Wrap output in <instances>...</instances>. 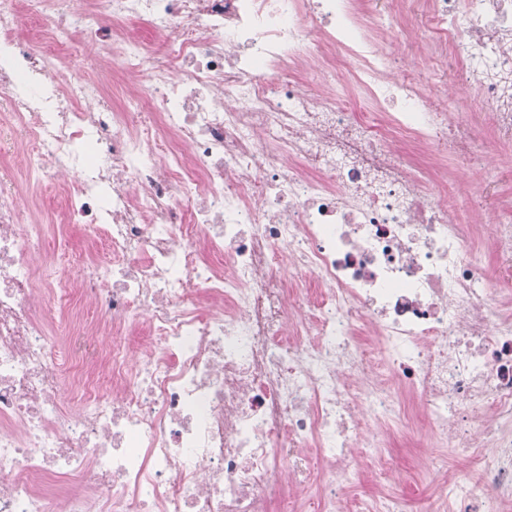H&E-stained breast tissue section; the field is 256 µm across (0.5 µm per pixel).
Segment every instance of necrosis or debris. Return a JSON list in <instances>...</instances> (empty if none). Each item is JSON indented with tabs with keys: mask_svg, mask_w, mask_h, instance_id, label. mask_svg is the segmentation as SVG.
<instances>
[{
	"mask_svg": "<svg viewBox=\"0 0 512 512\" xmlns=\"http://www.w3.org/2000/svg\"><path fill=\"white\" fill-rule=\"evenodd\" d=\"M79 34L98 78L64 70ZM423 57L512 139V0H0V512H411L342 491L365 462L395 485L418 422L445 474L422 512L512 503V219L488 270L409 160L488 152ZM50 183L108 253L66 279Z\"/></svg>",
	"mask_w": 512,
	"mask_h": 512,
	"instance_id": "obj_1",
	"label": "necrosis or debris"
}]
</instances>
